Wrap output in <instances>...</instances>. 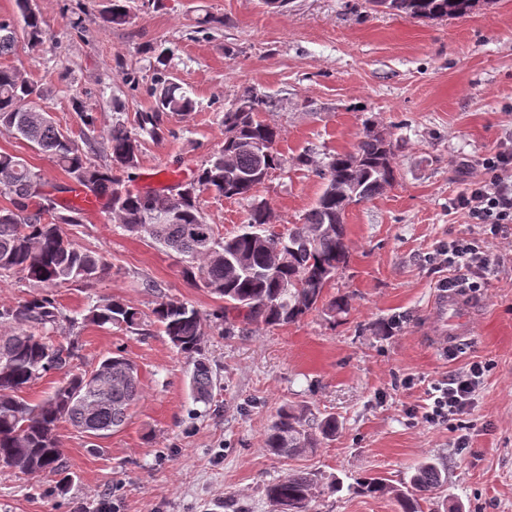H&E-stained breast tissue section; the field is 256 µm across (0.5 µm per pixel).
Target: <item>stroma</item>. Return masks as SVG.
Returning <instances> with one entry per match:
<instances>
[{
    "mask_svg": "<svg viewBox=\"0 0 512 512\" xmlns=\"http://www.w3.org/2000/svg\"><path fill=\"white\" fill-rule=\"evenodd\" d=\"M46 22L37 51L17 44L0 55L47 87L44 102L71 136L84 126L80 99L96 119V162L109 161L116 123L156 109V49H168L167 76L194 100L187 116L165 114L162 141H146L130 188L159 189L184 178L224 144L222 119L249 89L267 96L259 117L278 126L286 157L315 160L352 151L365 120L390 138L394 185L351 205L344 217L349 258L323 303L300 321L242 325L219 335L208 316L223 301L186 281L174 254L129 235L105 209L65 226L82 248L103 253L110 276L90 288H59L63 312L76 316L96 299L119 297L139 309L140 326L85 325L79 371L123 351L139 370L140 401L116 432L91 440L68 423L57 434L69 481L0 469V512H277L264 486L297 470L336 477L342 489L309 512H396L388 495L355 493L357 478L393 486L430 461L446 479L423 512H512V248L492 243L503 264L473 292L477 333L434 351L425 313L448 278L432 255L449 236L472 232L448 200L476 161L512 131V0H482L461 18L414 19L373 10L365 0H130L129 23H104L111 0H32ZM0 152L24 158L51 183L66 174L30 142L0 131ZM322 191L307 167L272 170L254 191L272 210L271 228L299 223ZM201 212L216 233L236 234L250 202L211 193ZM154 281L157 291L146 288ZM194 305L206 321L204 360L216 386L195 401L193 365L154 323L159 296ZM348 296L347 312L329 310ZM475 360L489 364L466 417L470 446L458 450L447 425L422 422L434 386ZM284 408L335 417L334 437L292 459L271 454L268 429Z\"/></svg>",
    "mask_w": 512,
    "mask_h": 512,
    "instance_id": "obj_1",
    "label": "stroma"
}]
</instances>
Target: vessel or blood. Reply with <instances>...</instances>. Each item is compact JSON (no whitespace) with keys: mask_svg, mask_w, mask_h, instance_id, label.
<instances>
[{"mask_svg":"<svg viewBox=\"0 0 512 512\" xmlns=\"http://www.w3.org/2000/svg\"><path fill=\"white\" fill-rule=\"evenodd\" d=\"M470 304L465 291L445 288L435 291L426 317L432 346L444 347L474 334Z\"/></svg>","mask_w":512,"mask_h":512,"instance_id":"vessel-or-blood-1","label":"vessel or blood"}]
</instances>
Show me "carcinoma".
I'll return each mask as SVG.
<instances>
[{"instance_id":"cac0c4a2","label":"carcinoma","mask_w":512,"mask_h":512,"mask_svg":"<svg viewBox=\"0 0 512 512\" xmlns=\"http://www.w3.org/2000/svg\"><path fill=\"white\" fill-rule=\"evenodd\" d=\"M375 7L416 19L460 18L470 14L480 0H368ZM22 25L0 19V54L11 52L23 37L30 50L43 41V20L30 0H16ZM129 20L127 0H112L103 22L124 24ZM154 93L158 110L140 112L136 126L117 123L109 133L110 163L99 164L90 157L92 137L76 139L61 130L48 113L36 107L50 91L22 78L11 68H0V128L34 144L66 173L69 183L51 185L28 163L9 153H0V194L11 206L0 209V277L19 275L46 288L62 286L90 288L108 276L111 264L103 254L79 248L64 230L65 224H81L86 208L74 200L59 202L57 193L76 189L84 199L102 201L123 229L149 238L177 255L183 278L200 283L224 299L211 316L232 336L236 324L260 323L283 326L301 320L317 309L324 292L348 258L344 216L354 203L349 195L357 189L361 200L380 195L396 180L392 149L385 147L368 122L351 152L336 153L328 161L315 163L304 154L299 166H316L323 190L315 205L285 233H268L271 210L267 203L253 200L259 182L252 179L259 164L269 170L284 165L277 149L281 130L258 119L269 101L255 98L246 111L224 112V129L234 137L191 175L167 187L168 210L158 211L149 193L130 190L116 172L137 167L143 136L162 138V114L187 113L193 101L179 85L159 75ZM230 156L232 169L224 168ZM212 191L226 198L251 200L247 224L229 237L215 233L205 222L199 197ZM174 347L193 364L190 386L194 398L211 399L215 380L210 367L198 354L205 331L203 317L194 306L178 300L160 299L152 310ZM66 321L100 327L138 325L137 310L120 298H100L76 320L62 313L55 296L41 294L15 307L0 308V467L48 475L66 473L56 430L67 421L88 438H100L120 428L128 410L141 397L138 368L118 350L104 357L96 371L99 380L85 372H71L81 345L74 336L54 339L49 330ZM65 370L68 378L47 399L38 403L22 393L47 374ZM336 434V419L326 417L311 427L300 413L282 409L271 425L266 446L281 458L302 449L318 447L319 439ZM439 468L430 462L419 465L402 488L379 477L357 479L354 490L370 495H391L398 512H422L420 502L442 485ZM342 488L332 479L324 482L314 473L298 471L266 485L269 500L306 512L314 498L333 495Z\"/></svg>"}]
</instances>
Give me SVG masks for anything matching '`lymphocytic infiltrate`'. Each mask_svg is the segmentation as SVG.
Wrapping results in <instances>:
<instances>
[{
	"label": "lymphocytic infiltrate",
	"instance_id": "1",
	"mask_svg": "<svg viewBox=\"0 0 512 512\" xmlns=\"http://www.w3.org/2000/svg\"><path fill=\"white\" fill-rule=\"evenodd\" d=\"M449 209L463 212L474 226L473 233L450 237L440 250L455 275L445 281L448 289L481 288L496 262L489 244L512 239V136L485 154L479 174L448 201ZM486 372L485 364L472 363L466 372L449 377L439 387L430 410L422 419L431 424L448 423L468 413L476 386Z\"/></svg>",
	"mask_w": 512,
	"mask_h": 512
}]
</instances>
